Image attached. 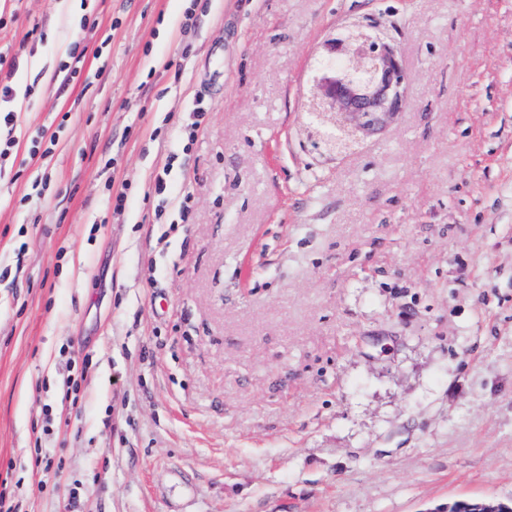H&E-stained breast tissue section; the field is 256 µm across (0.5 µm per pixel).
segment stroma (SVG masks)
Wrapping results in <instances>:
<instances>
[{
    "label": "stroma",
    "mask_w": 512,
    "mask_h": 512,
    "mask_svg": "<svg viewBox=\"0 0 512 512\" xmlns=\"http://www.w3.org/2000/svg\"><path fill=\"white\" fill-rule=\"evenodd\" d=\"M0 15V49L25 57L0 175V491L18 512L512 499V0ZM352 23L396 46L407 105L336 157L305 131L308 96Z\"/></svg>",
    "instance_id": "stroma-1"
}]
</instances>
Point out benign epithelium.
Returning <instances> with one entry per match:
<instances>
[{
  "mask_svg": "<svg viewBox=\"0 0 512 512\" xmlns=\"http://www.w3.org/2000/svg\"><path fill=\"white\" fill-rule=\"evenodd\" d=\"M330 53L342 64L318 63L323 77L311 92L305 130L328 153L345 156L403 111L406 74L397 50L364 25L344 29ZM448 512H512V499L456 500Z\"/></svg>",
  "mask_w": 512,
  "mask_h": 512,
  "instance_id": "1",
  "label": "benign epithelium"
}]
</instances>
